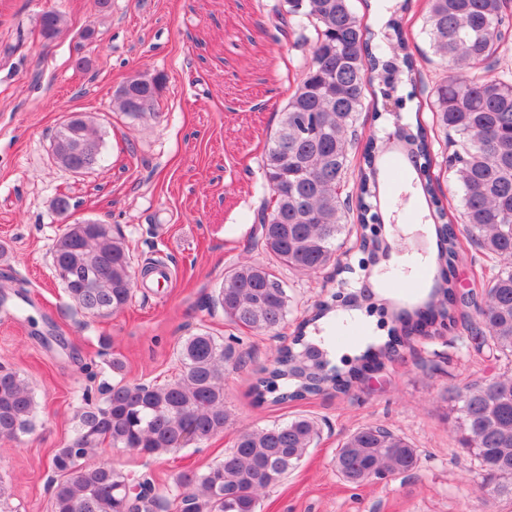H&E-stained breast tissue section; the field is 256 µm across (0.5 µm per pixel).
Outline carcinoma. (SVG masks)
Segmentation results:
<instances>
[{
  "instance_id": "obj_1",
  "label": "carcinoma",
  "mask_w": 512,
  "mask_h": 512,
  "mask_svg": "<svg viewBox=\"0 0 512 512\" xmlns=\"http://www.w3.org/2000/svg\"><path fill=\"white\" fill-rule=\"evenodd\" d=\"M286 14L309 34L312 45L303 77L280 112L277 129L261 162L272 192L258 210L259 233L250 246L267 257L230 265L212 297L228 322L266 335L277 334L288 316L289 297L274 267L311 275L335 261L338 242L357 229L378 263L380 242L370 225L382 217L379 175L386 146L373 136L362 146L357 164L356 205L341 196L357 140V120L366 84L377 83L388 100L396 86L418 73L416 59L398 16L411 0H398L385 26L386 42L361 23L351 0H284ZM505 0H428L427 26L434 54L448 61L451 75L432 88L436 123L453 136L455 161L448 164L460 192L461 223L448 221L431 142L422 125L402 126L398 153L420 180L437 221L440 250L436 285L428 300L395 315L386 339H377L352 357L335 363L327 339L306 328L326 316L321 303L304 321L291 344L276 349L271 367L252 385L260 404H283L325 393L347 395L397 357L417 335L462 331V348L493 350L512 357V74L473 79L475 65L509 50L503 39ZM62 16L41 17L47 38L56 36ZM116 94L121 111L139 118L153 112V89L127 82ZM148 100L136 112L132 98ZM465 236L490 263L479 290L460 293L456 267L463 260ZM53 267L75 311L110 317L131 301L134 271L125 238L110 224H69L52 245ZM180 372L167 383H129L120 379L101 387L102 400L85 402L78 428L51 459V512H260L262 496L294 471L320 437L317 422L295 416L266 427L245 428L224 458L202 472L185 471L160 491L146 478L118 471L95 459L104 442L153 458L224 432V366L234 351L201 329L175 349ZM448 417L460 448L477 464L482 488L512 494V370L446 391ZM35 402L27 381L0 365V440L17 442L33 427ZM416 448L382 426L363 425L350 433L334 458L336 472L361 486L409 476L417 467Z\"/></svg>"
}]
</instances>
